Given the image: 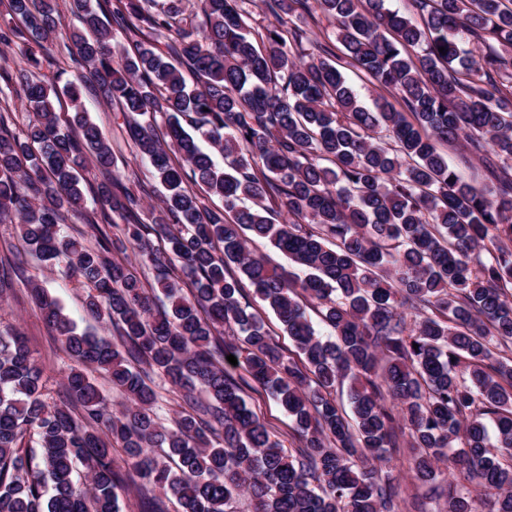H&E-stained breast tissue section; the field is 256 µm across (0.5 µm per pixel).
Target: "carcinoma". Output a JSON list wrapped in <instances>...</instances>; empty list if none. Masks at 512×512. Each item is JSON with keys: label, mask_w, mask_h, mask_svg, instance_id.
<instances>
[{"label": "carcinoma", "mask_w": 512, "mask_h": 512, "mask_svg": "<svg viewBox=\"0 0 512 512\" xmlns=\"http://www.w3.org/2000/svg\"><path fill=\"white\" fill-rule=\"evenodd\" d=\"M91 2L68 3L94 37L73 36L82 73L65 94L78 108L93 88L124 112L166 193L143 220L99 128L61 130L36 73L62 27L60 0H0V41L42 51L15 72L0 67V220L18 217L21 240L89 288L88 311L117 332H77L38 281L0 260V294L26 278L75 363L66 402L50 405L25 336L0 332V512H120L126 485L142 512H164L163 496L180 512H234L244 492L253 512H401L378 463L405 436L426 487L415 512H512V0H413L414 17L387 0H264L279 23L260 30L251 0H197L199 27L182 0H107V24ZM298 8L334 21L342 55L290 24ZM116 33L132 45L118 57ZM467 39L484 52L464 49ZM343 64L405 111L384 97L363 106ZM10 96L35 115L21 137ZM460 140L491 175L480 190L437 148ZM89 173L97 216L86 213ZM70 214L97 246L62 232ZM115 215L125 224L110 236L99 224ZM247 231L302 274L253 253ZM128 243L157 272L154 286L111 257ZM248 288L296 355L272 342ZM228 355L244 373L224 368ZM88 367L126 399L121 416ZM150 371L183 391L171 428L153 411ZM254 383L291 418L294 452L248 407ZM344 385L349 412L332 396ZM439 462L464 483L434 486Z\"/></svg>", "instance_id": "cac0c4a2"}]
</instances>
